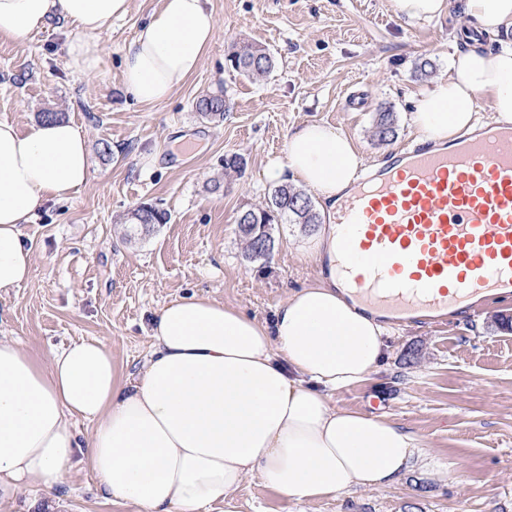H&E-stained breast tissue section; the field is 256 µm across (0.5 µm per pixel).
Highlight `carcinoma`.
I'll use <instances>...</instances> for the list:
<instances>
[{
  "mask_svg": "<svg viewBox=\"0 0 512 512\" xmlns=\"http://www.w3.org/2000/svg\"><path fill=\"white\" fill-rule=\"evenodd\" d=\"M231 67L247 77H264L274 67L269 52L261 47L245 45L228 55ZM197 111L207 118H221L226 112V103L220 95H205L195 104ZM393 113L385 109L378 113L373 136L381 144L395 137ZM137 221L129 224L128 236L134 237L168 220L166 212L150 205L139 207L134 213ZM318 224L320 216L310 198L300 189L283 183L276 186L263 206L249 207L240 212L239 231L247 241L248 258L266 257L274 244L271 233L274 224Z\"/></svg>",
  "mask_w": 512,
  "mask_h": 512,
  "instance_id": "obj_1",
  "label": "carcinoma"
}]
</instances>
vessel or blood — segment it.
<instances>
[{
    "mask_svg": "<svg viewBox=\"0 0 512 512\" xmlns=\"http://www.w3.org/2000/svg\"><path fill=\"white\" fill-rule=\"evenodd\" d=\"M336 265L397 326L512 300V125L420 142L368 168L333 219Z\"/></svg>",
    "mask_w": 512,
    "mask_h": 512,
    "instance_id": "1",
    "label": "vessel or blood"
}]
</instances>
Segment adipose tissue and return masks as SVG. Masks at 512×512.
<instances>
[{
  "label": "adipose tissue",
  "mask_w": 512,
  "mask_h": 512,
  "mask_svg": "<svg viewBox=\"0 0 512 512\" xmlns=\"http://www.w3.org/2000/svg\"><path fill=\"white\" fill-rule=\"evenodd\" d=\"M129 0H0V35L26 38L61 17L77 29L66 49L75 73L102 64L99 36ZM473 27L446 79L421 94L414 124L423 141L453 144L480 122L485 99L512 124V0H465ZM216 29L203 0H163L123 54L122 80L154 103L202 66ZM499 37L497 47L484 46ZM362 159L340 130H293L274 182L307 187L336 205ZM91 176L87 138L49 118L22 133L0 121V290L33 272L21 227L46 201L65 200ZM153 350L135 380L117 375L112 351L80 339L43 359L0 337V498L37 486L54 498L64 467L86 463L113 500L135 512H211L258 477L296 501L387 488L439 463L422 440L383 416L330 407L334 392L367 381L387 358L385 327L339 288L335 273L289 291L270 321L209 298L158 312ZM92 431L79 442L74 425Z\"/></svg>",
  "instance_id": "adipose-tissue-1"
}]
</instances>
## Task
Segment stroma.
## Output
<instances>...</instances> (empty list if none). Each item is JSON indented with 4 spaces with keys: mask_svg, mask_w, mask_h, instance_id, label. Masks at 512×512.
Here are the masks:
<instances>
[{
    "mask_svg": "<svg viewBox=\"0 0 512 512\" xmlns=\"http://www.w3.org/2000/svg\"><path fill=\"white\" fill-rule=\"evenodd\" d=\"M216 19L200 71L163 101L127 94L124 48L161 5L130 0L127 14L100 35L103 63L76 75L65 48L76 29L55 18L27 38L0 37V121L25 132L43 112L74 122L88 141L92 177L64 202L44 203L23 233L33 276L0 290V336L49 356L78 338L112 351L120 378L134 379L152 350L158 311L171 301L206 296L260 320L291 289L313 283L320 267L301 250L317 225L278 224L269 256H246L240 212L266 202L274 187L264 170L284 161L288 135L327 123L351 139L364 162L384 161L415 140L412 116L423 92L447 77L456 33L467 25L464 0L447 14L410 24L392 0H204ZM266 49L275 67L263 78L231 68L235 45ZM431 62L433 72L417 69ZM223 93L224 119L200 115L196 101ZM390 109L397 136H372ZM244 158L225 174L224 159ZM151 205L168 223L128 240L132 212ZM512 302L492 305L447 327L392 328L388 358L369 380L333 393L330 406L386 415L407 426L447 470L409 473L384 489L296 502L246 478L233 510L212 512H512ZM55 505L36 487L0 499V512H133L114 501L84 464L67 466Z\"/></svg>",
    "mask_w": 512,
    "mask_h": 512,
    "instance_id": "obj_1",
    "label": "stroma"
}]
</instances>
